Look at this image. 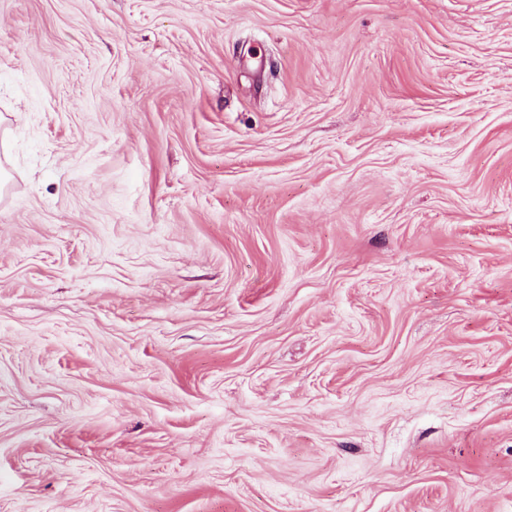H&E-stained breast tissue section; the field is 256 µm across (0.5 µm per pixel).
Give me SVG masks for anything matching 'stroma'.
I'll return each instance as SVG.
<instances>
[{"label": "stroma", "instance_id": "obj_1", "mask_svg": "<svg viewBox=\"0 0 512 512\" xmlns=\"http://www.w3.org/2000/svg\"><path fill=\"white\" fill-rule=\"evenodd\" d=\"M0 512H512V0H0Z\"/></svg>", "mask_w": 512, "mask_h": 512}]
</instances>
